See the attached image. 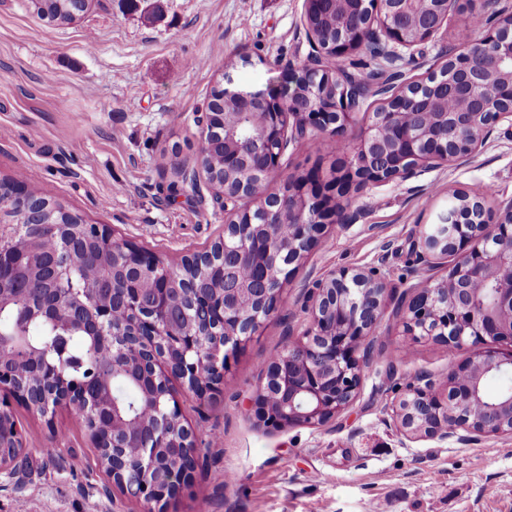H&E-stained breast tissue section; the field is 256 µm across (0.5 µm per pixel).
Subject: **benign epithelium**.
<instances>
[{
	"label": "benign epithelium",
	"instance_id": "benign-epithelium-1",
	"mask_svg": "<svg viewBox=\"0 0 512 512\" xmlns=\"http://www.w3.org/2000/svg\"><path fill=\"white\" fill-rule=\"evenodd\" d=\"M460 0H304L303 24L312 47L309 60L276 89L232 86L224 74L217 89L224 106L239 116L258 117L257 132L239 141L224 125V186L213 200L228 215L225 233L253 223L245 205L256 190L280 169L289 144L323 134L343 148L344 159L333 175L313 171L288 180L282 193L261 206L260 226L242 242L241 253L270 262L273 285L254 291L258 304L255 325L273 316L284 284L324 234L327 224H352L360 213L350 204L328 205L332 196L344 197L351 185L366 187L465 161L497 128L512 134V13L501 0H479L475 14L496 22L485 37L448 55L446 62L417 81L398 85L403 53L414 55L424 41L447 24ZM377 46L385 62L377 75H357L345 68L344 57ZM383 97L379 109L356 142L345 134L367 98ZM0 199L19 208L34 203L21 181L0 180ZM288 209L295 221L283 246L276 233L277 218ZM91 241L118 258L112 271L151 273L161 261L148 251L115 237L104 225L86 224ZM428 273L419 278L395 311L402 335L442 341L451 348L471 347L470 355L452 368L437 392L436 383L420 376L409 384L395 405L398 431L406 439L512 437V388L495 397L485 393L489 375L512 374V351L496 344L512 339V198L486 207L483 198L466 192L453 195V204L439 222L423 224L412 241ZM453 257L446 275L435 271ZM185 262L201 273L218 269L224 276V252L199 253ZM33 253L0 247V274L30 278L37 269ZM109 287L90 292L61 288L60 277L42 283L56 299L30 306L22 323L32 319L55 322L62 313L77 321L104 346L122 342L112 369L133 371L157 388L152 423L143 431L117 403L111 421L89 429L91 440L112 482L123 493L146 505L168 502L193 477L198 448L184 424L173 387L205 399L220 391L224 370L256 332L239 329L234 313L246 285L238 283L204 297L177 287L174 273L158 279L157 301L128 328L115 321V307L136 308L141 296L134 288ZM387 284L373 271L340 269L318 279L307 293L311 326L291 340L282 359L269 364L257 391L258 419L276 429L322 426L354 402L362 378V364L371 355V341L385 311ZM277 389L288 395L273 410L268 395ZM23 401L43 416L59 409L85 405L94 413L104 393L69 380L51 365L35 384L24 382L14 367L12 352L0 344V478L12 479L26 455L23 433L13 419V404ZM463 434H458V431ZM142 440L139 454H121L117 434Z\"/></svg>",
	"mask_w": 512,
	"mask_h": 512
}]
</instances>
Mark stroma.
Wrapping results in <instances>:
<instances>
[{
    "instance_id": "stroma-1",
    "label": "stroma",
    "mask_w": 512,
    "mask_h": 512,
    "mask_svg": "<svg viewBox=\"0 0 512 512\" xmlns=\"http://www.w3.org/2000/svg\"><path fill=\"white\" fill-rule=\"evenodd\" d=\"M303 0H92L65 25L40 21L29 0H0V179L24 172L49 195L175 267L210 249L226 217L205 177L171 194L206 136L195 123L222 73L264 89L310 52ZM455 9L437 36L404 60L405 80L439 69L451 49L485 36ZM335 154L291 144L265 194L328 167ZM489 187L512 197V135L494 132L466 162L405 182L354 188L360 218L329 226L292 273L277 313L229 363L211 399L178 392L201 450L193 481L167 512H512V438L408 440L393 406L420 374L444 380L469 347L401 336L394 312L416 283L417 225L436 222L454 192ZM342 267L375 269L389 295L354 404L319 428L273 429L256 416L257 388L291 336L309 326L303 287ZM27 460L0 489V512H142L112 487L83 424L14 403Z\"/></svg>"
}]
</instances>
